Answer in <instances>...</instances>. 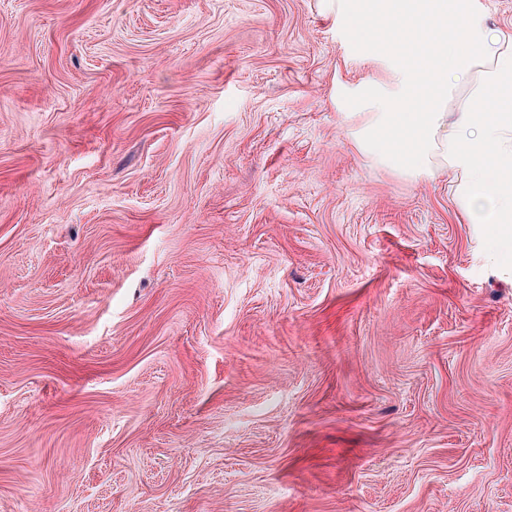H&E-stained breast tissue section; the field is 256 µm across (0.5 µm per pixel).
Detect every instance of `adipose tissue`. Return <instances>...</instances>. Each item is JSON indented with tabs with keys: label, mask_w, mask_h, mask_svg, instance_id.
<instances>
[{
	"label": "adipose tissue",
	"mask_w": 512,
	"mask_h": 512,
	"mask_svg": "<svg viewBox=\"0 0 512 512\" xmlns=\"http://www.w3.org/2000/svg\"><path fill=\"white\" fill-rule=\"evenodd\" d=\"M323 2L351 22L394 19L409 34L406 47L382 42L392 80L357 99L372 117L366 148L420 176L447 170L459 209L512 245V25L489 29L474 0Z\"/></svg>",
	"instance_id": "1"
}]
</instances>
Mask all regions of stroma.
I'll list each match as a JSON object with an SVG mask.
<instances>
[{
	"label": "stroma",
	"mask_w": 512,
	"mask_h": 512,
	"mask_svg": "<svg viewBox=\"0 0 512 512\" xmlns=\"http://www.w3.org/2000/svg\"><path fill=\"white\" fill-rule=\"evenodd\" d=\"M320 0H0V512H512V251L360 143Z\"/></svg>",
	"instance_id": "stroma-1"
}]
</instances>
